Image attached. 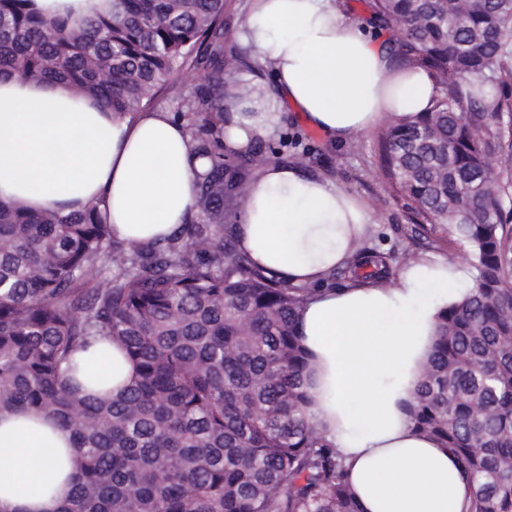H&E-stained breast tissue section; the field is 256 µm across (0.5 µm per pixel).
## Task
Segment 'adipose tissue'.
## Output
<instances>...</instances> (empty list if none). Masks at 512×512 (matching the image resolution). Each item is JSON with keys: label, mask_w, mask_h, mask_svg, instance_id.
<instances>
[{"label": "adipose tissue", "mask_w": 512, "mask_h": 512, "mask_svg": "<svg viewBox=\"0 0 512 512\" xmlns=\"http://www.w3.org/2000/svg\"><path fill=\"white\" fill-rule=\"evenodd\" d=\"M381 28L338 0H250L241 45L270 70L275 97L224 119V147L243 151L284 123L277 99L336 143L395 115L427 111L434 92L421 67L382 44ZM206 168L167 112L130 118L92 97L38 79H0V203L62 213L97 207L129 244H161L196 210ZM374 222L369 205L330 179L268 164L250 189L238 247L292 286L309 288L297 332L310 355L309 412L337 448L361 512H467L471 487L450 449L408 413L437 326L467 293L468 267L441 256L408 262L392 280L328 287ZM84 390L127 387L120 348L78 358ZM73 440L51 417L0 411V512H59L73 489Z\"/></svg>", "instance_id": "adipose-tissue-1"}]
</instances>
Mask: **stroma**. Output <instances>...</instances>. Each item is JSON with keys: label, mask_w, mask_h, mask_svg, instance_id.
Here are the masks:
<instances>
[{"label": "stroma", "mask_w": 512, "mask_h": 512, "mask_svg": "<svg viewBox=\"0 0 512 512\" xmlns=\"http://www.w3.org/2000/svg\"><path fill=\"white\" fill-rule=\"evenodd\" d=\"M300 139L309 152L294 156L285 143ZM268 152L294 158L296 165L329 176L346 186L373 208L377 222L366 244L380 251L398 250L408 257L425 254V247L411 236V223L403 201L390 197L383 189L378 165L376 131H369L355 142L338 146L329 142L318 129L287 115L281 130L265 141Z\"/></svg>", "instance_id": "stroma-1"}]
</instances>
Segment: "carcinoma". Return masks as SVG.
I'll return each mask as SVG.
<instances>
[{"instance_id": "obj_1", "label": "carcinoma", "mask_w": 512, "mask_h": 512, "mask_svg": "<svg viewBox=\"0 0 512 512\" xmlns=\"http://www.w3.org/2000/svg\"><path fill=\"white\" fill-rule=\"evenodd\" d=\"M398 27L393 52L429 75L427 111L378 136L385 189L468 243L475 289L448 307L410 406L473 485L468 512H512V0H361ZM228 0H112L76 23L0 0V78L66 83L135 116L185 70L178 103L194 153L197 213L166 244L124 246L94 208L0 204V410L52 416L79 452L61 512H360L337 449L307 412L296 330L306 290L236 248L262 141L224 151V110L254 89L224 69ZM359 249L330 284L395 275ZM115 341L135 378L80 395L73 356Z\"/></svg>"}]
</instances>
